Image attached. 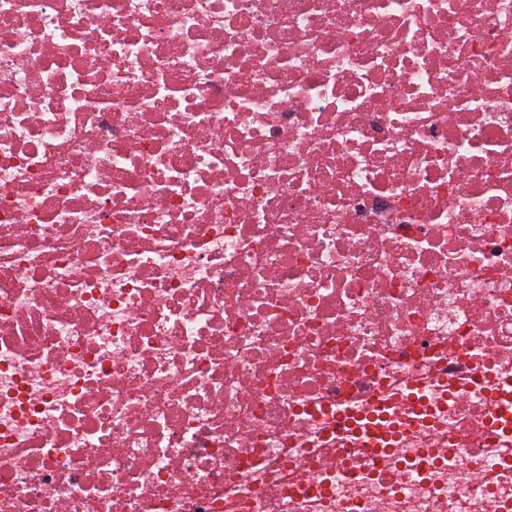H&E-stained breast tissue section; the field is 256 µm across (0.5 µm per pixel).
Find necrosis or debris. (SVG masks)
Returning a JSON list of instances; mask_svg holds the SVG:
<instances>
[{
	"mask_svg": "<svg viewBox=\"0 0 512 512\" xmlns=\"http://www.w3.org/2000/svg\"><path fill=\"white\" fill-rule=\"evenodd\" d=\"M512 0H0V512H512Z\"/></svg>",
	"mask_w": 512,
	"mask_h": 512,
	"instance_id": "1",
	"label": "necrosis or debris"
}]
</instances>
